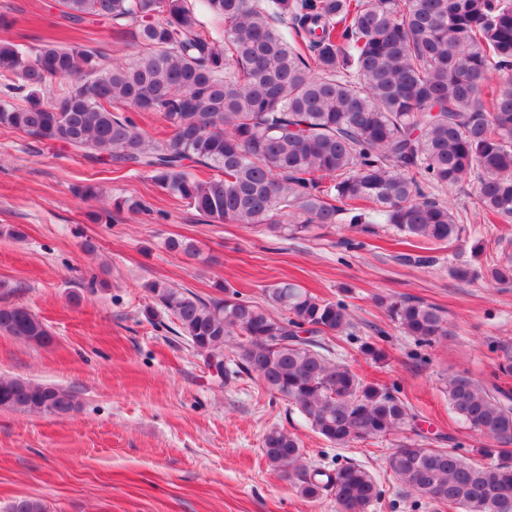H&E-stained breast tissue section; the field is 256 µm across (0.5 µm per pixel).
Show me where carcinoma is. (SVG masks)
<instances>
[{
  "mask_svg": "<svg viewBox=\"0 0 512 512\" xmlns=\"http://www.w3.org/2000/svg\"><path fill=\"white\" fill-rule=\"evenodd\" d=\"M71 22L135 26L137 56L46 42L33 52L0 41V84L24 104L0 103V128L60 143L80 156L146 172L166 195L216 224H260L296 238L344 220L394 226L404 242L443 247L467 232L465 212L435 197L468 184L485 224L512 223V0H58ZM224 20L219 34L202 15ZM58 88L48 99L43 89ZM154 112L172 128L150 138L122 112ZM205 167L214 174L202 179ZM462 280L512 282V256L453 268ZM228 382L242 375L285 399L336 446L403 435L386 467L409 495L461 512H512V391L466 376L446 380L448 408L495 448L466 456L433 448L417 415L364 380L323 344L338 335L345 302L286 280L266 305L216 288L204 299L160 280L146 285ZM391 320L421 344L448 336L441 308L382 298ZM0 333L51 341L27 307L0 305ZM234 350L233 366L224 350ZM74 391L0 376V410L63 417ZM270 467L307 498L330 494L337 512H370L374 475L349 463L310 468L299 438L263 436Z\"/></svg>",
  "mask_w": 512,
  "mask_h": 512,
  "instance_id": "obj_1",
  "label": "carcinoma"
}]
</instances>
